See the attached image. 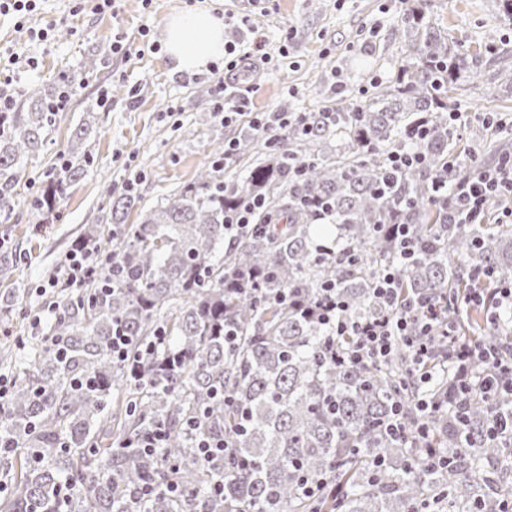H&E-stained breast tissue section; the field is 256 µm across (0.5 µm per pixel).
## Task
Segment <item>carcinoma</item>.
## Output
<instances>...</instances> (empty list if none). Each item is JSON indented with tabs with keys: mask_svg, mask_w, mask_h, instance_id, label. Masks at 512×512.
Wrapping results in <instances>:
<instances>
[{
	"mask_svg": "<svg viewBox=\"0 0 512 512\" xmlns=\"http://www.w3.org/2000/svg\"><path fill=\"white\" fill-rule=\"evenodd\" d=\"M405 20L413 39L400 50L398 78L364 105L311 112L312 133L282 128L276 149L241 138L240 180H224L217 145L193 182L140 209L134 224L125 220L140 198L124 193L106 218L114 237L99 218L85 225L78 246L99 245V271L61 283L53 322L19 341L27 359L0 417V479L14 487L0 512H502L508 470L485 463L508 449L482 438V405L462 427L444 411L428 419L451 457L430 467L413 441L410 350L401 345L380 365L336 362L328 349L348 344L299 310L334 283L347 319L374 317V276L387 267L406 298L449 300L476 287L477 269L512 278V225L465 224L448 206L471 175L448 170L459 155L448 94L475 74L482 47L468 59L422 12ZM63 91L73 95L74 84L50 97L17 92L0 134L1 201L42 149ZM420 120L429 134L415 141L409 130ZM85 135L76 130L61 177L36 207L51 210L83 175ZM411 151L428 167H386L389 154ZM254 197L262 206L252 223L227 226L228 213ZM393 224L414 230V261L397 256ZM283 292L288 302L271 301ZM466 331L490 343L506 328ZM116 334L127 337L125 361L112 354ZM451 379L436 367L431 392L443 394ZM397 401L406 430L388 433ZM158 431L161 447L140 448ZM202 441L228 450L204 460Z\"/></svg>",
	"mask_w": 512,
	"mask_h": 512,
	"instance_id": "carcinoma-1",
	"label": "carcinoma"
}]
</instances>
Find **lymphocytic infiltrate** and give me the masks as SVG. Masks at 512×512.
Here are the masks:
<instances>
[{
    "label": "lymphocytic infiltrate",
    "instance_id": "1",
    "mask_svg": "<svg viewBox=\"0 0 512 512\" xmlns=\"http://www.w3.org/2000/svg\"><path fill=\"white\" fill-rule=\"evenodd\" d=\"M218 114L224 123L237 121L245 115L234 93H226ZM248 116V115H245ZM251 128L267 133L275 127L288 125L307 128L308 118L303 113L262 112L248 116ZM498 196L506 204L498 218L499 223H512V152L504 153L491 167L485 168L458 185V192L450 206L461 217L472 221L482 212L488 197ZM490 271H475L473 280L477 288L467 293L466 305L485 306L491 319H498L500 311L512 312V280L498 287H488ZM374 296L386 307V315L350 322L343 318L344 302L335 285L323 287L315 304L314 314L320 324L326 325L334 335L353 337V345L345 356L355 363L387 361L397 344L411 349L417 366L426 365L432 353L427 338L431 336L441 311L434 301L423 298H403L395 286V274L384 269L375 279ZM443 334L448 351L455 364L456 380L448 391L450 400L467 408L475 402L512 398V339L496 343L461 339L453 326H446Z\"/></svg>",
    "mask_w": 512,
    "mask_h": 512
}]
</instances>
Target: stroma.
<instances>
[{
    "label": "stroma",
    "mask_w": 512,
    "mask_h": 512,
    "mask_svg": "<svg viewBox=\"0 0 512 512\" xmlns=\"http://www.w3.org/2000/svg\"><path fill=\"white\" fill-rule=\"evenodd\" d=\"M196 0H116L99 12L92 0H43L30 23L50 28V42L28 41L15 21L0 16V50L23 47L36 67L0 64V89L11 92L36 85L50 88L72 80L76 92L55 113L44 150L28 160L6 218H0V257L14 264L0 281V295L13 291L12 308L36 310L48 300L47 284L84 224L106 213L124 182L139 177L138 193L151 206L194 180L215 144L239 139L243 124L215 117L219 75L173 71L164 52L143 51L144 42L162 43L163 23L171 13ZM224 11L230 42H261L273 66L257 82L239 83L238 95L249 112H320L338 99L353 106L367 101L377 86L395 81L400 47L410 34L403 21L406 6L423 7L426 18L448 30L459 51L479 44L496 50L481 57L479 79L455 91L450 109L465 123L456 132L468 145L484 112H511L512 87L500 70L512 67V17L501 0H209ZM250 15L253 31L235 27L233 16ZM123 40L129 53H113ZM96 54L97 68L85 65ZM86 128L84 147L92 156L83 176L70 183L52 214L33 205L49 175L70 152L72 135Z\"/></svg>",
    "instance_id": "1"
}]
</instances>
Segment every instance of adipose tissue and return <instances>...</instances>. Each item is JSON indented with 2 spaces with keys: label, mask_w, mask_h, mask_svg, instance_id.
Masks as SVG:
<instances>
[{
  "label": "adipose tissue",
  "mask_w": 512,
  "mask_h": 512,
  "mask_svg": "<svg viewBox=\"0 0 512 512\" xmlns=\"http://www.w3.org/2000/svg\"><path fill=\"white\" fill-rule=\"evenodd\" d=\"M164 51L177 72L196 73L224 55V19L202 4L167 18Z\"/></svg>",
  "instance_id": "1"
}]
</instances>
